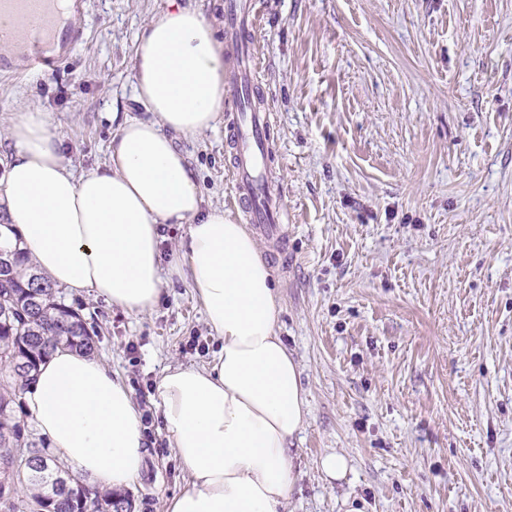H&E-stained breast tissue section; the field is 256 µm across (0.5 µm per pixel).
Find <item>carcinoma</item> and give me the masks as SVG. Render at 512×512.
Here are the masks:
<instances>
[{"instance_id":"carcinoma-1","label":"carcinoma","mask_w":512,"mask_h":512,"mask_svg":"<svg viewBox=\"0 0 512 512\" xmlns=\"http://www.w3.org/2000/svg\"><path fill=\"white\" fill-rule=\"evenodd\" d=\"M59 348L85 355L96 351L94 333L81 315L56 300L54 284L28 259L19 236L0 244V451L35 453L39 468L16 479L2 469L0 479L13 485L0 495V512H131L129 496L118 491L91 492L69 466L49 455L22 412L20 395L41 363Z\"/></svg>"}]
</instances>
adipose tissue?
I'll use <instances>...</instances> for the list:
<instances>
[{
  "mask_svg": "<svg viewBox=\"0 0 512 512\" xmlns=\"http://www.w3.org/2000/svg\"><path fill=\"white\" fill-rule=\"evenodd\" d=\"M132 70L148 116L118 124L105 168L74 176L40 107L12 117L0 205L41 273L128 314L151 312L167 282L190 277L220 346L207 367L170 368L157 383L165 431L189 475L164 512H286L289 445L306 425L307 400L276 331L273 274L245 225L205 207L175 145L214 129L224 112L214 19L197 0H166L136 36ZM163 224L187 225L189 237L166 259ZM24 402L51 454L97 489L137 480L147 454L140 414L98 359L56 350Z\"/></svg>",
  "mask_w": 512,
  "mask_h": 512,
  "instance_id": "obj_1",
  "label": "adipose tissue"
}]
</instances>
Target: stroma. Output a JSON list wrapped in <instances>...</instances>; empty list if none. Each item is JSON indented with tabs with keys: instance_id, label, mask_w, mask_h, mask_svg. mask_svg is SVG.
<instances>
[{
	"instance_id": "1",
	"label": "stroma",
	"mask_w": 512,
	"mask_h": 512,
	"mask_svg": "<svg viewBox=\"0 0 512 512\" xmlns=\"http://www.w3.org/2000/svg\"><path fill=\"white\" fill-rule=\"evenodd\" d=\"M85 41L53 69L0 76V176L13 113L35 104L74 173L104 168L113 114L145 118L134 38L165 0H87ZM266 161L288 206L278 334L308 421L288 512H512V0H255ZM178 147L205 205L229 208L226 125ZM59 298L98 332L131 391L148 455L133 512L188 479L155 386L207 366L219 341L190 280L133 316L93 292ZM344 452L331 481L321 457Z\"/></svg>"
}]
</instances>
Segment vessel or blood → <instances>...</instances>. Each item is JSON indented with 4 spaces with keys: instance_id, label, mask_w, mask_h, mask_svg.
Here are the masks:
<instances>
[{
    "instance_id": "b4317fda",
    "label": "vessel or blood",
    "mask_w": 512,
    "mask_h": 512,
    "mask_svg": "<svg viewBox=\"0 0 512 512\" xmlns=\"http://www.w3.org/2000/svg\"><path fill=\"white\" fill-rule=\"evenodd\" d=\"M0 12H14L33 18L49 29L48 39L0 29V46L22 44L25 72L56 67L63 55L83 40L81 29L64 25L56 16L55 0H0ZM225 19L231 41L247 43L255 24L251 0H226ZM268 112H232L227 118V138L232 148L229 172L233 195L231 206L246 210L256 231L276 244H284L280 224L285 212L281 191L264 174Z\"/></svg>"
}]
</instances>
